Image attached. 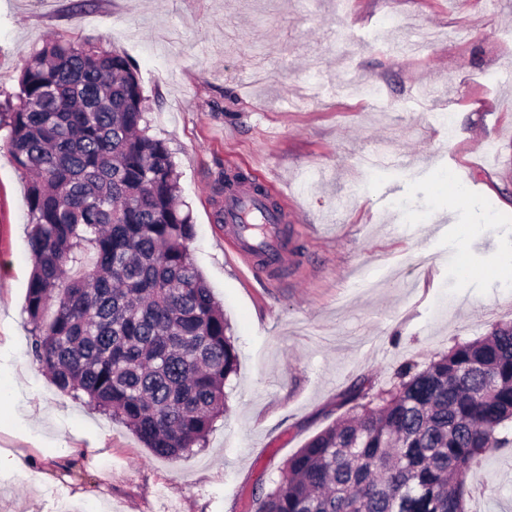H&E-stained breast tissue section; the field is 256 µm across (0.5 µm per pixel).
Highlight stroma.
Masks as SVG:
<instances>
[{
	"label": "stroma",
	"mask_w": 512,
	"mask_h": 512,
	"mask_svg": "<svg viewBox=\"0 0 512 512\" xmlns=\"http://www.w3.org/2000/svg\"><path fill=\"white\" fill-rule=\"evenodd\" d=\"M49 38L131 60L238 365L205 446L173 461L60 392L31 354L26 182L1 129L0 449L22 469L0 512H247L357 380L512 320V0H0V102ZM229 169L288 188L283 282L224 241ZM468 483L470 512H512V448Z\"/></svg>",
	"instance_id": "obj_1"
}]
</instances>
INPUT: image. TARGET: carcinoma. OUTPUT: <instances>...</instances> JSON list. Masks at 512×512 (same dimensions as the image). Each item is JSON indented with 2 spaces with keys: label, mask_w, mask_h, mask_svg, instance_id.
I'll return each mask as SVG.
<instances>
[{
  "label": "carcinoma",
  "mask_w": 512,
  "mask_h": 512,
  "mask_svg": "<svg viewBox=\"0 0 512 512\" xmlns=\"http://www.w3.org/2000/svg\"><path fill=\"white\" fill-rule=\"evenodd\" d=\"M145 101L126 56L49 40L0 104V127L28 178L35 360L59 391L174 460L224 415L237 353ZM342 405L253 493L252 512H469L470 468L512 447V321L421 368L400 364L384 388L356 384Z\"/></svg>",
  "instance_id": "1"
}]
</instances>
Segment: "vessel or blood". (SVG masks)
<instances>
[{
	"label": "vessel or blood",
	"instance_id": "obj_1",
	"mask_svg": "<svg viewBox=\"0 0 512 512\" xmlns=\"http://www.w3.org/2000/svg\"><path fill=\"white\" fill-rule=\"evenodd\" d=\"M260 199L255 189L234 188L224 198L225 239L233 245V254L253 276L279 280L286 274L290 244L288 215L273 211L252 222Z\"/></svg>",
	"mask_w": 512,
	"mask_h": 512
}]
</instances>
